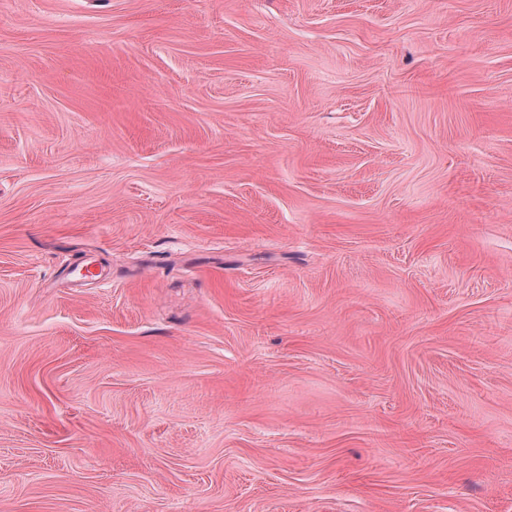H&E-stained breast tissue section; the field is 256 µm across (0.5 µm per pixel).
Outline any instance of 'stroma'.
Wrapping results in <instances>:
<instances>
[{
  "instance_id": "1",
  "label": "stroma",
  "mask_w": 512,
  "mask_h": 512,
  "mask_svg": "<svg viewBox=\"0 0 512 512\" xmlns=\"http://www.w3.org/2000/svg\"><path fill=\"white\" fill-rule=\"evenodd\" d=\"M0 512H512V0H0Z\"/></svg>"
}]
</instances>
